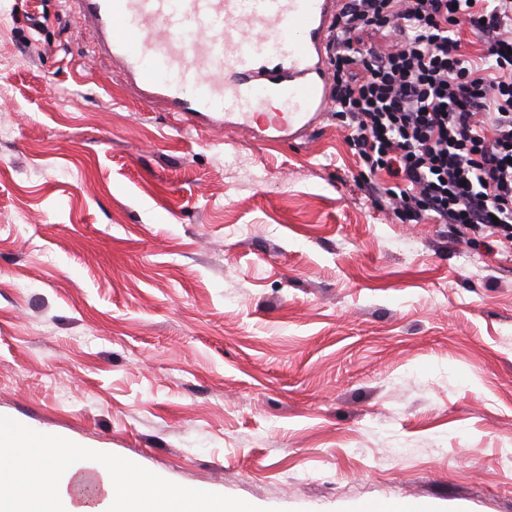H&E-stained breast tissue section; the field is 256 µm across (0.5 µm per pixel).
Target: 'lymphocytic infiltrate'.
Returning a JSON list of instances; mask_svg holds the SVG:
<instances>
[{"label":"lymphocytic infiltrate","instance_id":"f902f5d3","mask_svg":"<svg viewBox=\"0 0 512 512\" xmlns=\"http://www.w3.org/2000/svg\"><path fill=\"white\" fill-rule=\"evenodd\" d=\"M330 71L375 201L511 257L512 0H342Z\"/></svg>","mask_w":512,"mask_h":512}]
</instances>
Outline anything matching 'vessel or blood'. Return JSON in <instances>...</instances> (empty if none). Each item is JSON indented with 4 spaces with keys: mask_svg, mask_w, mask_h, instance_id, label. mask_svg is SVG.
Masks as SVG:
<instances>
[{
    "mask_svg": "<svg viewBox=\"0 0 512 512\" xmlns=\"http://www.w3.org/2000/svg\"><path fill=\"white\" fill-rule=\"evenodd\" d=\"M145 92L180 121L225 110L235 128L300 137L330 99L338 0H70ZM279 109L264 112L268 101Z\"/></svg>",
    "mask_w": 512,
    "mask_h": 512,
    "instance_id": "obj_1",
    "label": "vessel or blood"
}]
</instances>
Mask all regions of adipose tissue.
I'll list each match as a JSON object with an SVG mask.
<instances>
[{
    "instance_id": "obj_1",
    "label": "adipose tissue",
    "mask_w": 512,
    "mask_h": 512,
    "mask_svg": "<svg viewBox=\"0 0 512 512\" xmlns=\"http://www.w3.org/2000/svg\"><path fill=\"white\" fill-rule=\"evenodd\" d=\"M66 445L63 438L31 431L8 417L0 419V512H256L253 506L219 503L196 492L175 494L156 481L139 485L114 468L98 466L92 453L57 478L53 501L44 502L36 484L24 478L21 459ZM88 484L97 490V504H89L79 492Z\"/></svg>"
}]
</instances>
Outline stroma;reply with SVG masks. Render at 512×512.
I'll return each mask as SVG.
<instances>
[{"label":"stroma","mask_w":512,"mask_h":512,"mask_svg":"<svg viewBox=\"0 0 512 512\" xmlns=\"http://www.w3.org/2000/svg\"><path fill=\"white\" fill-rule=\"evenodd\" d=\"M63 0H0V415L263 512H512V257L375 205L326 115L143 98ZM362 508L358 512H437L426 504L406 499L366 503Z\"/></svg>","instance_id":"1"}]
</instances>
